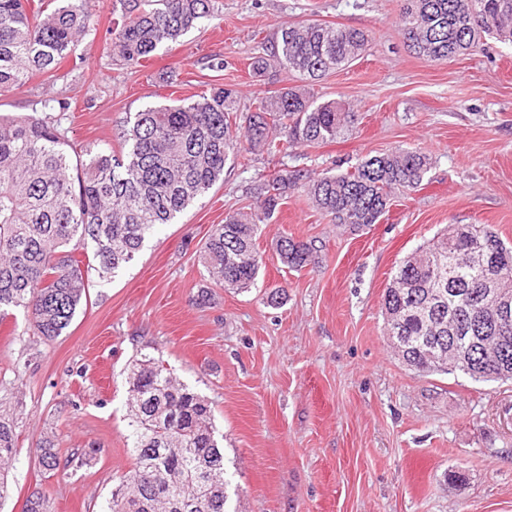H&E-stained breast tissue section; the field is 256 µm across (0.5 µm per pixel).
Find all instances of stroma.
<instances>
[{
  "instance_id": "35a3bbf8",
  "label": "stroma",
  "mask_w": 512,
  "mask_h": 512,
  "mask_svg": "<svg viewBox=\"0 0 512 512\" xmlns=\"http://www.w3.org/2000/svg\"><path fill=\"white\" fill-rule=\"evenodd\" d=\"M115 0H86L97 30L62 77L0 97L1 114L67 104L66 140H116L135 112L213 88L240 110L298 86L287 69L255 76L281 27L315 20L363 30L364 54L310 85L317 101L351 105L352 132L277 162L235 158L224 178L176 223L147 238L114 277L93 280L86 304L55 340L25 322L0 325V404L17 420V455L0 512H23L35 491L52 512H106L131 470L129 365L155 358L205 397L224 436L237 512H512V382L419 373L394 355L383 298L396 266L449 224H489L512 244V46L489 39L470 54L429 62L407 48L398 0H215L216 19L163 44L138 65L105 40ZM218 54L223 70L203 68ZM398 147L431 165L414 191L392 197L377 223H331L301 190L261 225L251 290L212 287L197 300L196 256L212 225L253 203L280 171L344 173ZM314 241L295 270L280 238ZM283 288L282 304L267 302ZM60 459L93 449L91 465L46 474L35 444Z\"/></svg>"
}]
</instances>
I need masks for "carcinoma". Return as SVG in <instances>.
Returning a JSON list of instances; mask_svg holds the SVG:
<instances>
[{
    "label": "carcinoma",
    "mask_w": 512,
    "mask_h": 512,
    "mask_svg": "<svg viewBox=\"0 0 512 512\" xmlns=\"http://www.w3.org/2000/svg\"><path fill=\"white\" fill-rule=\"evenodd\" d=\"M108 29L118 56L138 65L214 14L213 0H119ZM407 47L426 61L459 56L484 36L512 43V0H401ZM92 17L82 0H0V97L36 76L59 79ZM365 32L312 21L281 28L263 73L275 61L305 80L352 62ZM236 112L233 92L217 89L150 106L118 143L73 145L61 119L0 115V324L16 311L47 340L69 328L87 300L91 275L104 279L134 260L146 238L172 224L211 190L234 156L286 157L353 130L358 115L319 103L301 88L262 98ZM429 157L397 148L343 174L289 171L262 184L253 207L212 225L198 262L209 279L236 291L254 286L262 258L258 226L273 218L291 189L302 188L335 224H375L392 194L421 185ZM281 261L308 265L315 245L284 237ZM493 267L512 293V246L485 224H450L396 266L384 294L388 336L403 363L422 372H460L474 380H512V319L488 309L480 273ZM128 412L134 467L112 490L109 512H231L224 448L204 397L176 383L153 358L129 373ZM17 423L0 412V500L5 464L17 455ZM46 472L59 467L51 439L35 448ZM24 512H51L38 491Z\"/></svg>",
    "instance_id": "obj_1"
}]
</instances>
